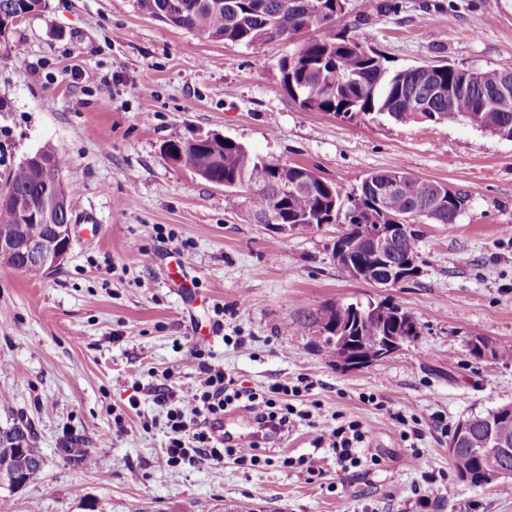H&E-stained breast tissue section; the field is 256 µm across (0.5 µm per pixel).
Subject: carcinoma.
Wrapping results in <instances>:
<instances>
[{
    "instance_id": "1",
    "label": "carcinoma",
    "mask_w": 512,
    "mask_h": 512,
    "mask_svg": "<svg viewBox=\"0 0 512 512\" xmlns=\"http://www.w3.org/2000/svg\"><path fill=\"white\" fill-rule=\"evenodd\" d=\"M43 0H0L1 14H35ZM136 0L139 11L168 25L190 30L210 39L233 43H258L276 38H291L302 32L314 37L305 41L289 57L282 59L280 69L288 93L312 112H324L343 118L364 115H386L407 123L427 119L438 123L461 120L492 134L512 138V96L492 105L482 102L481 95L500 84L512 83V65L471 71L469 68L445 64H426L390 72L383 58L359 39L336 32L345 17L344 0ZM433 83H440L454 97L436 98L423 106L421 97L429 93ZM180 167L198 174L210 183H238L237 192L245 193L249 212L257 223L267 213L277 212L285 222L297 216L309 217L300 231L311 232L330 223L341 211V195L331 196V183L320 184L313 171L300 165H284L283 173L270 172L271 179L261 188L242 182L243 174L258 169L263 161L253 156L240 143L214 139L196 145L181 142ZM42 164H19L9 174L5 186L29 197L33 203L50 192L70 194L62 180L68 165L66 157L51 149L42 150ZM463 200L460 195L448 196V186L420 181L400 171H378L368 174L360 191L345 212L346 232L358 241V250L367 263L370 276L376 281L389 273V265L406 257L418 256V231L415 225L452 224L456 221ZM18 224L16 211L0 208V236L14 233ZM368 224H401L392 237L386 260L373 257L370 243L363 239ZM402 317L406 332L420 335V326L407 312L389 305L387 311L362 320L353 331L359 336L356 354L367 355V345L376 336L380 325H390L395 315ZM341 322L336 305L328 304L316 315L319 338L329 346L326 331ZM468 436L459 440L449 455L455 473L473 487L486 484L490 471H512V415H502L496 408L485 415L466 418ZM499 438L506 454H481L478 441L488 432ZM15 443L19 454L0 449V469L18 474L21 485L37 481L44 459L33 437L18 426L0 428V445Z\"/></svg>"
}]
</instances>
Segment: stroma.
I'll use <instances>...</instances> for the list:
<instances>
[{"instance_id": "35a3bbf8", "label": "stroma", "mask_w": 512, "mask_h": 512, "mask_svg": "<svg viewBox=\"0 0 512 512\" xmlns=\"http://www.w3.org/2000/svg\"><path fill=\"white\" fill-rule=\"evenodd\" d=\"M389 2L346 0V12L390 71L512 64V0H402L397 12ZM302 41L212 40L142 14L136 0H46L0 46L21 61L0 67V186L29 154L64 155L73 235L47 275L0 264V427L28 422L44 457L8 512H512L502 490L512 476L475 488L448 458L459 420L512 404V361L469 352L475 338L512 345V138L463 121L305 110L279 68ZM82 70L96 81L78 79ZM211 132L306 166L345 196L369 173L403 171L465 202L455 223L420 225L415 278L378 288L334 262L343 222L271 232L240 194L166 159L167 143ZM184 250L192 309L174 286ZM379 302L411 314L420 336L343 369L313 314ZM197 349L245 389L301 387L292 403L304 417L276 442L288 456L313 453L314 428L356 420L381 465L346 466L326 448L319 476L278 459L171 473L151 388L198 385ZM73 442L89 460L65 457Z\"/></svg>"}]
</instances>
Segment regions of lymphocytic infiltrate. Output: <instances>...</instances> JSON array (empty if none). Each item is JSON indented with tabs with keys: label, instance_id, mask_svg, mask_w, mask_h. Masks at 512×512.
Returning a JSON list of instances; mask_svg holds the SVG:
<instances>
[{
	"label": "lymphocytic infiltrate",
	"instance_id": "f902f5d3",
	"mask_svg": "<svg viewBox=\"0 0 512 512\" xmlns=\"http://www.w3.org/2000/svg\"><path fill=\"white\" fill-rule=\"evenodd\" d=\"M192 357L201 374L196 388L181 390L160 384L154 389V400L166 409L167 426L172 434L165 450L168 465L195 466L226 457L243 466L258 465L265 453L262 441L286 432L298 414L288 401L287 385L275 383L257 394L236 387L233 378L212 367L203 350L194 351ZM238 406L249 413L261 433L260 440L241 447L218 440L215 435L225 412ZM365 438L364 428L357 421L317 429L313 439L315 454L300 457L298 463L309 474H322L321 451L325 448L333 449L339 462L361 463L360 446Z\"/></svg>",
	"mask_w": 512,
	"mask_h": 512
}]
</instances>
